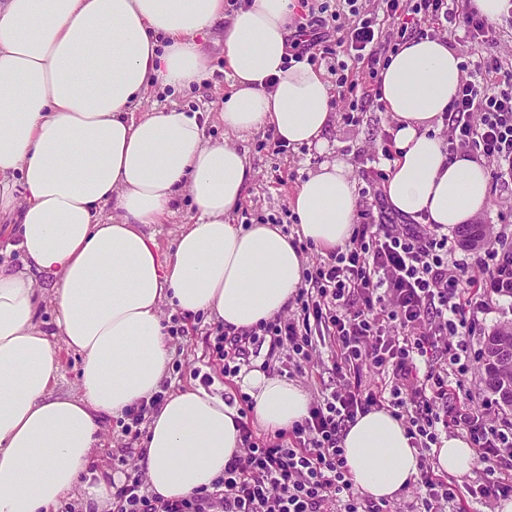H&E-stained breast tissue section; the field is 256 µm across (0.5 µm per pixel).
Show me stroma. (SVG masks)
Segmentation results:
<instances>
[{"mask_svg": "<svg viewBox=\"0 0 512 512\" xmlns=\"http://www.w3.org/2000/svg\"><path fill=\"white\" fill-rule=\"evenodd\" d=\"M211 58V73L201 84L177 95H169L161 88H153L141 105L142 111L163 105L177 104L191 112L201 113L205 122V135L211 139L224 136V125L218 112L224 96L230 90V79L224 72V45L212 42L208 45ZM392 121L388 112L377 110L374 104H366L357 121L347 120L344 113H337L327 138L333 157L345 160L351 167L352 177L359 191V208L378 212L382 201L375 198L370 185L374 172L386 170L388 161L384 155L387 146L386 133L391 132ZM238 147L245 150L254 177L245 190L242 203L232 216L236 224H262L268 219L279 221L287 233H295L298 224L292 218L289 199L295 187L314 171L323 156L316 149L301 146L288 148L279 146L277 141L267 138L265 131L245 135L238 140ZM490 206L481 221L490 225L492 236L499 246L512 245V223L504 224L500 213L512 210V180L501 182L489 188ZM460 257L468 262L467 276L477 287V303L474 312L478 318L470 348L475 356L467 375L462 377L463 389L478 392L481 398H489L484 383L481 354L485 336L505 322H512V295H502L489 286L488 277L495 270L499 259L488 253L486 248L476 250L459 249ZM162 322L170 327L166 340L171 350V362L164 390L197 387L203 385L204 377H212L208 385L210 393L235 395L241 381L225 377L220 366L209 362L213 343L209 335L214 326L213 318L206 313L184 316L172 306L162 309ZM270 373L279 374L297 382L309 395L318 399L322 390L342 386L343 380L333 369L327 354L314 355L302 366L289 363L287 356L270 361ZM139 439L125 434L118 419L105 420L99 433V442L94 454L93 470L105 478H123V463L135 457L143 446L141 437L146 434V425H139Z\"/></svg>", "mask_w": 512, "mask_h": 512, "instance_id": "35a3bbf8", "label": "stroma"}]
</instances>
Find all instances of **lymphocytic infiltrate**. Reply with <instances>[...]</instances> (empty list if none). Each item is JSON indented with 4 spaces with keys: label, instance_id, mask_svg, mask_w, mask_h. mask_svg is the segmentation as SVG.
Returning <instances> with one entry per match:
<instances>
[{
    "label": "lymphocytic infiltrate",
    "instance_id": "lymphocytic-infiltrate-1",
    "mask_svg": "<svg viewBox=\"0 0 512 512\" xmlns=\"http://www.w3.org/2000/svg\"><path fill=\"white\" fill-rule=\"evenodd\" d=\"M384 0L395 34L382 35L360 0H342L352 15L343 27L314 15L298 23L290 61L309 54L343 52L378 79L397 40L427 36V23L458 20L478 63L461 80L445 114L448 153L469 152L493 162L494 180L512 169V66H505L494 22L470 0ZM466 263L434 224L397 226L359 214L347 245L305 274L298 315L275 317L242 332L217 330L214 353L224 373L237 376L261 353L287 350L294 362L310 360L318 347L331 358L344 384L323 394L308 417L291 430L263 437L248 417L236 421L242 450L225 464L211 488L158 502L137 466L126 468L112 493V512H447L455 484L438 474L434 446L449 428L465 432L486 463V479L471 487L473 498L491 501L512 494V420L494 421L472 393L458 395L468 370L475 320L466 314L472 291ZM380 378L363 387L361 373ZM387 410L402 421L418 451L416 499L406 507L384 501L364 504L354 492L341 446L357 417Z\"/></svg>",
    "mask_w": 512,
    "mask_h": 512
}]
</instances>
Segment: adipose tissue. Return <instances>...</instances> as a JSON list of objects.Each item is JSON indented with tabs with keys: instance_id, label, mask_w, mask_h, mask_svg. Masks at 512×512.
<instances>
[{
	"instance_id": "1",
	"label": "adipose tissue",
	"mask_w": 512,
	"mask_h": 512,
	"mask_svg": "<svg viewBox=\"0 0 512 512\" xmlns=\"http://www.w3.org/2000/svg\"><path fill=\"white\" fill-rule=\"evenodd\" d=\"M296 0H0V217L18 223L24 266L0 265V512H48L89 480L105 416L152 400L167 376L161 307L208 313L237 332L283 313L303 284V256L278 227L231 224L253 178L230 134L273 129L288 146L327 152L333 123L322 71L286 66ZM225 22L231 93L209 140L198 113L138 108L150 87L178 92L210 73L203 35ZM443 38H410L382 74L395 157L384 193L397 213L456 228L489 207L485 165L449 158L443 115L461 81ZM195 208L162 254L150 225ZM298 234L331 251L351 237L356 183L328 159L295 188ZM52 304L65 345L82 357L79 395L52 391L60 357L38 319ZM243 387L270 431L307 416L296 382L258 370ZM237 407L180 388L149 413L137 460L150 493L181 499L211 486L240 449ZM342 446L355 489L394 499L418 453L388 411L358 417Z\"/></svg>"
}]
</instances>
